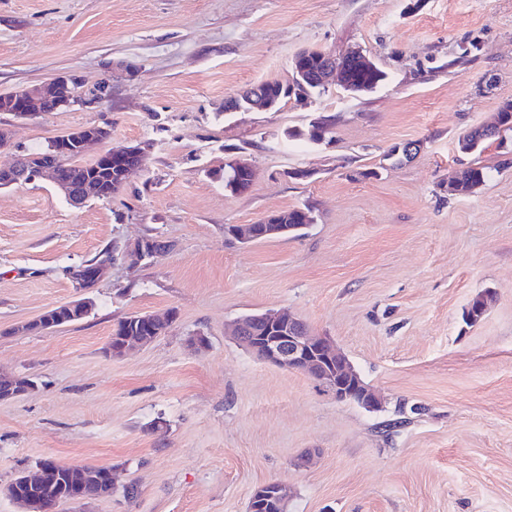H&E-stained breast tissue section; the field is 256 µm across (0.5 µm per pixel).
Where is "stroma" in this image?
<instances>
[{"mask_svg":"<svg viewBox=\"0 0 512 512\" xmlns=\"http://www.w3.org/2000/svg\"><path fill=\"white\" fill-rule=\"evenodd\" d=\"M350 47L387 74L371 92L225 108L287 81L301 49ZM62 72L79 103L0 112L13 151L89 125L153 148L79 208L44 178L0 188V371L35 383L0 401V512H22L5 488L46 456L116 481L54 512H246L272 481L290 487L289 512H512V134L480 154L482 186L448 193L470 161L459 136L512 100V0H0V94ZM319 117L334 126L315 144ZM408 143L418 153L398 154ZM239 153L256 177L234 196L213 173ZM305 206L300 235L224 239L225 225ZM142 237L171 249L132 263L124 247ZM107 248L85 318L17 333L76 299L69 269ZM484 290V318L465 324ZM266 310L332 337L384 410L225 336ZM134 313L173 319L110 356Z\"/></svg>","mask_w":512,"mask_h":512,"instance_id":"obj_1","label":"stroma"}]
</instances>
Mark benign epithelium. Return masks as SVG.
<instances>
[{"instance_id": "benign-epithelium-1", "label": "benign epithelium", "mask_w": 512, "mask_h": 512, "mask_svg": "<svg viewBox=\"0 0 512 512\" xmlns=\"http://www.w3.org/2000/svg\"><path fill=\"white\" fill-rule=\"evenodd\" d=\"M306 54L308 51L302 50L292 57L289 66V85L308 81L323 86L333 77L339 81L343 80V74L336 66V55L331 52L321 53L324 65L315 73L305 75L300 61ZM70 80L69 75H59L48 82L13 91L12 95L21 100V108L17 111L16 118L26 119L37 113L46 112L51 105H72L71 99L61 98L57 94L58 89ZM264 90L265 87L260 84L243 89L232 99V109L269 110ZM68 135L81 152L87 155L103 157L112 152H132L137 159L134 167L136 171L142 167L145 157L151 150L149 143L140 144L132 149L120 146L104 150L103 139L81 128L68 132ZM28 175L29 169L21 157L14 158L7 166H0L2 184H18ZM59 189L67 201L78 208L96 196L93 185L80 176L60 184ZM278 218L279 215L274 213L257 224H226L224 237L248 244L280 235L286 232L287 228L279 223ZM155 242L158 248L150 252L145 250L143 238L127 244L124 251L138 261L154 260L160 256L162 248L168 246V242L160 238L155 239ZM226 333L263 361L288 370H302L308 373L319 386L340 402H356L372 412L383 408V398L362 381L348 357L336 349L333 339L329 336L310 335L305 324L296 318L284 313L264 312L232 321L227 325ZM57 466L58 462L51 457L41 459L35 472L28 476L26 484L30 487L51 484Z\"/></svg>"}]
</instances>
